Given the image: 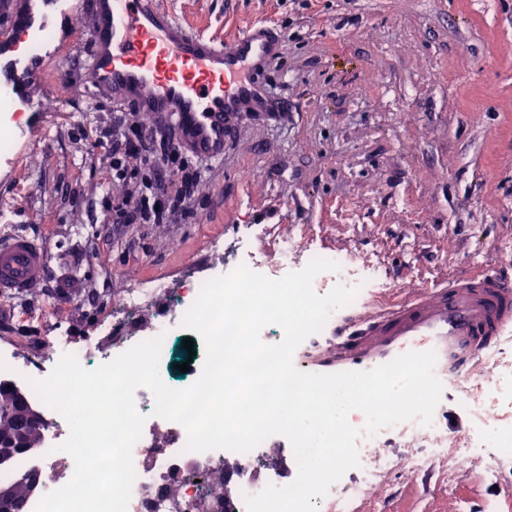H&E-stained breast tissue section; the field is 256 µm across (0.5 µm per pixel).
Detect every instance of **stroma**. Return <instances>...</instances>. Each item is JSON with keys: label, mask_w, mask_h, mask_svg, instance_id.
Masks as SVG:
<instances>
[{"label": "stroma", "mask_w": 512, "mask_h": 512, "mask_svg": "<svg viewBox=\"0 0 512 512\" xmlns=\"http://www.w3.org/2000/svg\"><path fill=\"white\" fill-rule=\"evenodd\" d=\"M194 31L236 37L254 22L284 36L264 75L272 109L243 114L220 164L192 160L198 196L165 224H115L102 198V139L122 109L75 81L86 33L65 37L44 64L34 99L74 86L57 111L32 120L18 159L0 167V202L14 203L0 235L21 233L47 251L44 283L0 296V336L23 356L40 335H93L134 283L211 262L207 245L240 224L314 230L324 249L357 248L387 274L366 300L399 297L458 271L512 277V0H164ZM467 433L434 483L411 482L413 450L354 512H477L497 497L512 512V470L487 476V459L461 455Z\"/></svg>", "instance_id": "35a3bbf8"}]
</instances>
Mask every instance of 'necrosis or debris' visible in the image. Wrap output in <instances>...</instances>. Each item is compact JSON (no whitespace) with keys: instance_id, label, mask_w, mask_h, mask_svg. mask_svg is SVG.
Segmentation results:
<instances>
[{"instance_id":"obj_1","label":"necrosis or debris","mask_w":512,"mask_h":512,"mask_svg":"<svg viewBox=\"0 0 512 512\" xmlns=\"http://www.w3.org/2000/svg\"><path fill=\"white\" fill-rule=\"evenodd\" d=\"M23 112L24 107L16 98L0 91V163H11L16 157L24 123ZM245 233L273 241L274 253L260 258L254 253L244 252L239 238H217L212 243L218 256L215 264L185 277L174 274L162 280L147 281L119 296L111 322L101 326L98 336L76 337L60 332L50 347H37L26 361L16 359L7 347L1 346L0 375L19 381L28 377L43 379L66 354L76 355L84 368L94 369L136 344L159 336L163 339L160 378L170 388L185 389L198 378L203 361L195 359L189 371L178 379L171 375V361L177 337L187 333L182 325L183 316L206 281L228 274L241 264L278 279L303 269L316 257L340 266L339 272H323L315 277L313 288L320 295L328 294L339 283L361 287L366 279L380 280L384 277L382 268L358 251L317 252L310 246L279 235L272 224H253L246 228ZM157 298L162 304L157 307L149 325L138 335H128L127 327L136 323L142 308ZM134 399L145 422L141 437L132 449L136 478L127 512H247L246 496L259 493L270 484L288 485L287 469L283 465L269 463L270 458L279 455V447L285 444V437L271 436L246 453L226 449L192 452L185 448V428L178 422L155 415V398L148 388H138ZM470 409L481 419L477 448L492 449V466H512V423L486 420L483 400H473ZM45 414L47 424L42 446L24 459L23 464L41 471L44 478L42 491L47 494L71 479L74 462L70 455L57 449L69 434L66 421L53 409H46ZM435 432V426L411 420L383 428L373 438L360 440V464L354 468L352 479H340L331 486L326 497L315 498L318 512H353L362 493L391 468L392 457L375 455L374 450L393 437L417 442L418 448L412 456L415 471L427 470L435 461L446 458L447 443L435 439ZM220 474L227 477L228 496L204 493L203 480Z\"/></svg>"}]
</instances>
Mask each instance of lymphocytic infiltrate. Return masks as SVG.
<instances>
[{
	"instance_id": "obj_1",
	"label": "lymphocytic infiltrate",
	"mask_w": 512,
	"mask_h": 512,
	"mask_svg": "<svg viewBox=\"0 0 512 512\" xmlns=\"http://www.w3.org/2000/svg\"><path fill=\"white\" fill-rule=\"evenodd\" d=\"M147 120L135 116L117 123L108 133L107 150L112 192L104 208L116 224H157L201 185V175L190 170L186 154L171 149L163 161L145 153Z\"/></svg>"
}]
</instances>
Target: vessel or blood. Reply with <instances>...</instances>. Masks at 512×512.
<instances>
[{
  "label": "vessel or blood",
  "mask_w": 512,
  "mask_h": 512,
  "mask_svg": "<svg viewBox=\"0 0 512 512\" xmlns=\"http://www.w3.org/2000/svg\"><path fill=\"white\" fill-rule=\"evenodd\" d=\"M61 0H22L26 29L56 27ZM89 59L78 75L84 92L149 115L190 157L220 163L225 132L245 112H266L271 96L259 75L280 57L283 38L273 26L250 25L233 39L180 24L162 0H88ZM43 53L0 52V88L19 101L41 81ZM47 254L35 240L0 239V293L36 287ZM512 332V278L494 271L462 272L373 300L340 315L328 336L296 350L300 371H367L409 351H435L441 383L476 370L481 353Z\"/></svg>",
  "instance_id": "1"
}]
</instances>
